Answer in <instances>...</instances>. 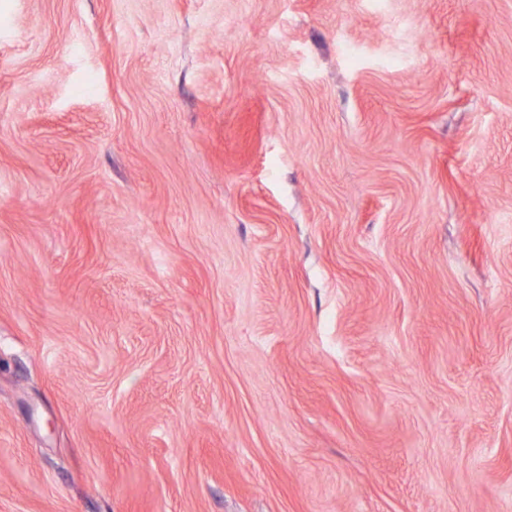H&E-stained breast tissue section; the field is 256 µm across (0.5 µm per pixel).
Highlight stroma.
<instances>
[{
  "label": "stroma",
  "instance_id": "stroma-1",
  "mask_svg": "<svg viewBox=\"0 0 512 512\" xmlns=\"http://www.w3.org/2000/svg\"><path fill=\"white\" fill-rule=\"evenodd\" d=\"M0 512H512V0H0Z\"/></svg>",
  "mask_w": 512,
  "mask_h": 512
}]
</instances>
